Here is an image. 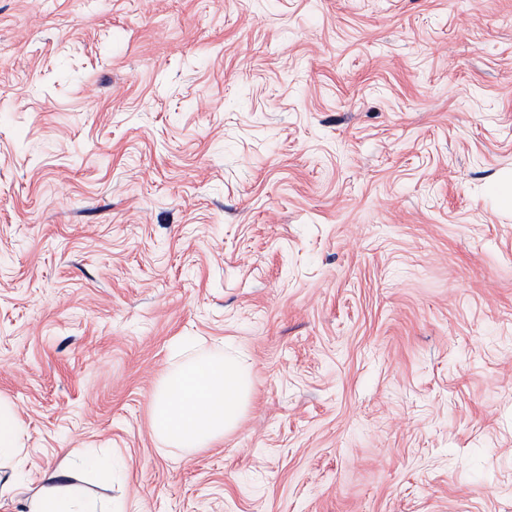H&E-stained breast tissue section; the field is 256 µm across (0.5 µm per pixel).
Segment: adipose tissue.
<instances>
[{
  "label": "adipose tissue",
  "instance_id": "adipose-tissue-1",
  "mask_svg": "<svg viewBox=\"0 0 512 512\" xmlns=\"http://www.w3.org/2000/svg\"><path fill=\"white\" fill-rule=\"evenodd\" d=\"M253 399L251 372L235 356H209L164 377L152 402L157 438L176 448L212 446L240 425ZM111 472L110 460L87 455L75 468H56L41 475V491L28 512H112L111 505L83 498L73 484L75 470Z\"/></svg>",
  "mask_w": 512,
  "mask_h": 512
}]
</instances>
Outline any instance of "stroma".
<instances>
[{
  "label": "stroma",
  "mask_w": 512,
  "mask_h": 512,
  "mask_svg": "<svg viewBox=\"0 0 512 512\" xmlns=\"http://www.w3.org/2000/svg\"><path fill=\"white\" fill-rule=\"evenodd\" d=\"M511 181L512 0H0V512L84 449L116 512H512ZM253 399L251 372L236 356H209L164 377L152 402L153 430L165 445L209 448L233 433ZM24 426L13 405L0 399V459L21 457Z\"/></svg>",
  "instance_id": "1"
}]
</instances>
